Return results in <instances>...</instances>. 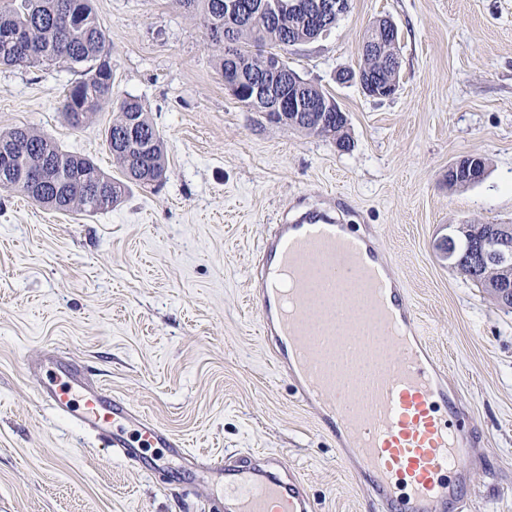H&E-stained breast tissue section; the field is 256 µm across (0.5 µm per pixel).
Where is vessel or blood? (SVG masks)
<instances>
[{
    "mask_svg": "<svg viewBox=\"0 0 512 512\" xmlns=\"http://www.w3.org/2000/svg\"><path fill=\"white\" fill-rule=\"evenodd\" d=\"M250 296L275 367L347 449L368 498L385 512H464L479 438L371 236L334 210L308 208L263 242ZM30 370L42 403L104 447L135 462L146 448L185 457L180 438L67 358ZM204 467L222 481L212 497L218 512H313L301 479L220 455Z\"/></svg>",
    "mask_w": 512,
    "mask_h": 512,
    "instance_id": "1",
    "label": "vessel or blood"
}]
</instances>
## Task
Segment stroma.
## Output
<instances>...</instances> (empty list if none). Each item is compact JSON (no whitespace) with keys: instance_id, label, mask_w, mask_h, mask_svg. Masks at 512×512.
I'll list each match as a JSON object with an SVG mask.
<instances>
[{"instance_id":"1","label":"stroma","mask_w":512,"mask_h":512,"mask_svg":"<svg viewBox=\"0 0 512 512\" xmlns=\"http://www.w3.org/2000/svg\"><path fill=\"white\" fill-rule=\"evenodd\" d=\"M112 58L114 102L143 104L167 177L91 217L0 190V512H199L200 456L253 458L302 478L315 512H378L354 467L276 373L249 299L262 241L285 214L337 199L403 279L448 386L476 424L467 512H512V312L436 250L450 224H512V0H349L315 40L289 48L332 95L351 147L270 122L227 87L220 53L180 0H92ZM401 47L399 88L378 100L338 75L358 69L372 22ZM80 74L0 64V132L28 127L117 167L105 105L81 128L59 112ZM487 159L448 186V166ZM76 359L104 388L192 450L170 479L127 462L39 401L30 364Z\"/></svg>"}]
</instances>
